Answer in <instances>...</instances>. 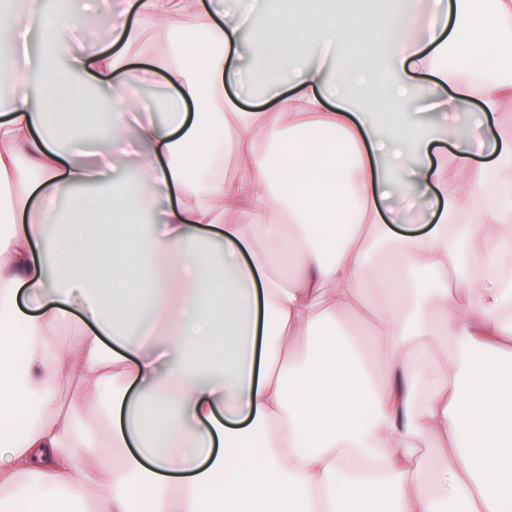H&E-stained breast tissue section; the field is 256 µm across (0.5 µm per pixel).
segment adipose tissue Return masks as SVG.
I'll return each mask as SVG.
<instances>
[{
    "label": "adipose tissue",
    "instance_id": "ef3b65f1",
    "mask_svg": "<svg viewBox=\"0 0 512 512\" xmlns=\"http://www.w3.org/2000/svg\"><path fill=\"white\" fill-rule=\"evenodd\" d=\"M64 2L0 0V183L23 188L0 236V512H512V142L457 120L512 104V0L413 2L358 54L368 0L260 25L236 0H117L111 49L82 55L99 0ZM150 29L177 37L148 102L128 50ZM103 106L105 148L75 163ZM104 222L91 279L72 264ZM377 248L394 262L371 276Z\"/></svg>",
    "mask_w": 512,
    "mask_h": 512
}]
</instances>
